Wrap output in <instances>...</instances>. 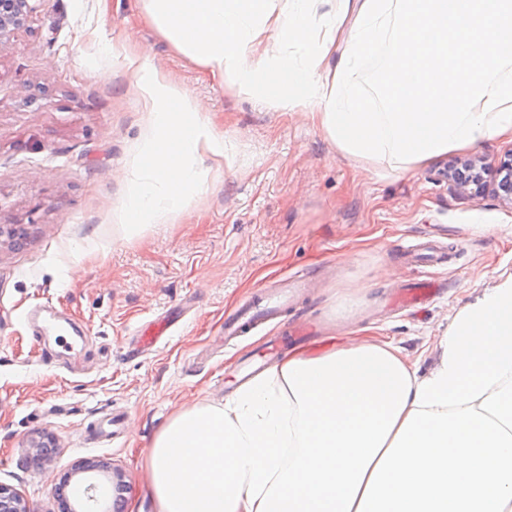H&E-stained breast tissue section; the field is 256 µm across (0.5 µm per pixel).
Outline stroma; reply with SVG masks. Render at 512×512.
Returning <instances> with one entry per match:
<instances>
[{
  "mask_svg": "<svg viewBox=\"0 0 512 512\" xmlns=\"http://www.w3.org/2000/svg\"><path fill=\"white\" fill-rule=\"evenodd\" d=\"M140 67L200 102L238 155L201 151L202 191L175 218L129 235L122 208L150 122ZM511 152V138H496L409 172L356 164L305 113L226 93L223 78L146 22L138 0H44L0 50V225L25 236L0 244V483L33 512H57L61 477L94 459L107 468L82 484L122 486L125 512H155L146 453L156 433L187 406L224 401L234 366L270 340L294 347L298 323L315 328L306 348L369 327L428 368L423 342L512 275V236L473 231L512 225V207L489 189H457L448 165ZM380 265L392 274L377 282ZM296 272L309 286L278 321L225 341L226 315ZM424 278L442 289L417 307L392 305ZM37 304L83 330L81 366L43 359L25 321ZM158 316L172 321L167 335L134 351L139 326ZM112 409L129 412L124 434L91 442L88 423ZM40 431L56 448L36 466L27 444Z\"/></svg>",
  "mask_w": 512,
  "mask_h": 512,
  "instance_id": "35a3bbf8",
  "label": "stroma"
}]
</instances>
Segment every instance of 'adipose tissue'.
<instances>
[{
	"label": "adipose tissue",
	"mask_w": 512,
	"mask_h": 512,
	"mask_svg": "<svg viewBox=\"0 0 512 512\" xmlns=\"http://www.w3.org/2000/svg\"><path fill=\"white\" fill-rule=\"evenodd\" d=\"M177 51L232 90L304 112L344 157L409 171L512 137V0H142ZM283 49L272 53L269 38ZM380 99L355 73L380 46ZM127 233L180 212L206 149L236 157L199 104L150 77ZM351 336L288 349L221 403L181 409L147 453L157 512H512V276L425 345Z\"/></svg>",
	"instance_id": "adipose-tissue-1"
}]
</instances>
